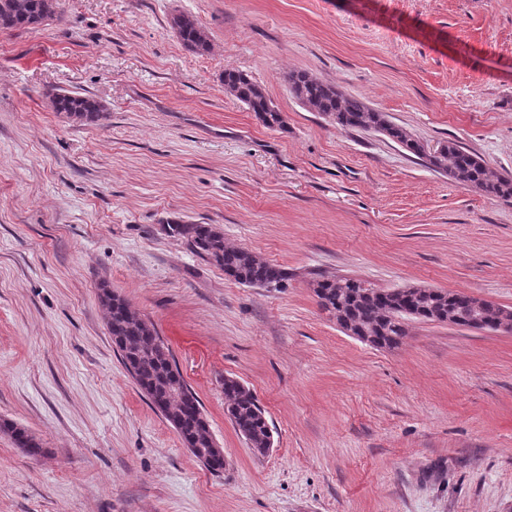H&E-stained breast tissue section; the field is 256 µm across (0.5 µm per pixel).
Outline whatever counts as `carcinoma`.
<instances>
[{"instance_id":"1","label":"carcinoma","mask_w":512,"mask_h":512,"mask_svg":"<svg viewBox=\"0 0 512 512\" xmlns=\"http://www.w3.org/2000/svg\"><path fill=\"white\" fill-rule=\"evenodd\" d=\"M58 14L52 0H0V31H33ZM170 26L186 48L195 52L210 49L208 33L193 16L175 14ZM288 83L309 111L331 119L337 127L382 134L428 167L446 174L449 180L488 196L512 201V175L494 172L481 157L457 142L448 141L441 154L430 157L424 152V144L409 130L394 124L386 113L370 107L364 100L346 95L304 71L289 73ZM224 91L256 113L265 127L271 130L284 127L282 113L267 108L265 91L247 74L224 71ZM43 95L55 111L79 122L96 123L107 112L102 101L62 88L49 87ZM168 229L196 256L223 269L241 284L281 288L288 281L284 269L260 260L246 249L225 245L223 232L213 224L176 222L168 225ZM312 288L322 310L329 314H349L355 323V332L377 337L381 347L388 349L397 347L407 335L406 321L410 319L432 322L452 311L458 317L456 325L466 326L474 301V297L465 293L418 285L382 294L361 280L339 276L316 279ZM100 301L112 342L136 385L173 427L191 454L210 472L222 473L223 455L212 452L207 458L198 452L200 448L213 447L215 438L197 394L183 377L174 373L176 362L154 325L105 283L100 286ZM224 409L236 433L249 447L260 454L266 453L271 434L265 410L250 389L234 377L224 378ZM0 431L8 434L27 455L37 457L43 453L41 442L18 424L3 420Z\"/></svg>"}]
</instances>
